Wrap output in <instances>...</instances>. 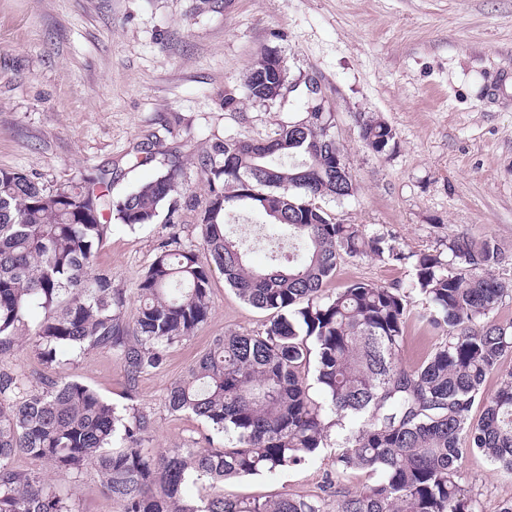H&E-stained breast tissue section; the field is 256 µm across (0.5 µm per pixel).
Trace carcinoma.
I'll return each mask as SVG.
<instances>
[{"label":"carcinoma","mask_w":512,"mask_h":512,"mask_svg":"<svg viewBox=\"0 0 512 512\" xmlns=\"http://www.w3.org/2000/svg\"><path fill=\"white\" fill-rule=\"evenodd\" d=\"M263 69L262 58L246 83L254 100L263 95L254 82ZM313 105L304 97L305 115L265 139L213 142L197 158L208 187L202 203L185 195L175 163L119 198L106 169L55 186L0 169V358L26 339L49 369L37 384L0 370V512H74L89 466L121 512H481L480 493L462 485L461 462L478 452L512 474V372L483 396L486 377L512 352V322L493 316L507 293L489 274L498 247L457 235L446 257L406 254L316 205L351 196L354 184L331 132L333 114ZM360 137L378 154L397 145L393 129L372 116L363 117ZM185 210L197 211L208 258L161 244L126 317L127 291L95 268L112 220L135 229L163 215L173 226ZM242 210L274 213L273 228L288 232L294 250L268 268L249 267L227 232ZM368 254L414 259L411 290L359 281L325 293L342 259ZM217 272L270 318L256 334L216 337L170 386L166 406L205 420L227 443L152 452L149 410L119 408L59 368L102 349L135 391L162 368L170 346L208 322ZM413 292L432 306L426 319L445 339L406 367L399 354ZM477 401L483 411L472 421ZM334 427L323 495L224 494L229 478L311 462ZM19 456L48 461L68 489L17 469ZM356 470L377 480L344 487L341 477Z\"/></svg>","instance_id":"1"}]
</instances>
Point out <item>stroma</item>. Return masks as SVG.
I'll return each instance as SVG.
<instances>
[{
  "mask_svg": "<svg viewBox=\"0 0 512 512\" xmlns=\"http://www.w3.org/2000/svg\"><path fill=\"white\" fill-rule=\"evenodd\" d=\"M285 60L290 83L312 77L335 115L333 133L352 173V196L322 207L406 253L446 251L449 237L491 238L502 261L492 273L509 291L495 317L512 322V0H0V168L23 171L48 185L97 169H114L113 196L131 191L170 162L183 186L201 197L195 166L218 139L264 138L290 119L302 93L259 102L245 77L264 50ZM234 95L235 109L224 107ZM380 118L396 132L388 154L360 138V115ZM160 148L135 163L140 143ZM250 212L236 225L251 267L270 264ZM176 238L200 249L192 212L180 224L163 221L130 229L113 224L96 265L115 287L135 294L161 243ZM363 280L410 287L413 263L368 255L349 258L327 291ZM211 317L190 339L169 347L157 372L128 394L120 364L104 350L81 355L70 373L123 406L136 400L154 416L152 445L171 448L212 438L202 419L171 414V384L227 331L256 333L267 312L241 300L215 275ZM414 297L400 361L421 363L444 337L417 316ZM332 449L309 464L274 475L232 480L238 496L321 495ZM480 492L483 512L512 500V476L484 456L462 464Z\"/></svg>",
  "mask_w": 512,
  "mask_h": 512,
  "instance_id": "35a3bbf8",
  "label": "stroma"
}]
</instances>
